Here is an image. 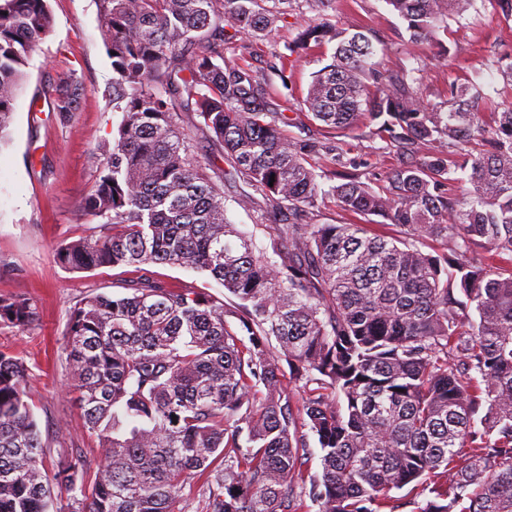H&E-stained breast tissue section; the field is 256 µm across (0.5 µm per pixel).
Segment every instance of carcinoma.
<instances>
[{
    "label": "carcinoma",
    "instance_id": "obj_1",
    "mask_svg": "<svg viewBox=\"0 0 512 512\" xmlns=\"http://www.w3.org/2000/svg\"><path fill=\"white\" fill-rule=\"evenodd\" d=\"M291 2L98 0L122 118L84 208L105 222L56 256L136 277L68 319L71 386L102 449L94 478L77 448L46 472L29 367L0 352V512H50L57 486L81 512H184L197 496L202 512H302L307 499L398 512L391 492L409 485L429 493L415 512H512V105L485 124L480 88L452 83L438 110L414 87L422 68L383 77L364 32L329 18L331 0H304L315 16L290 52L335 44L303 100L311 119L345 130L366 114L381 149L410 155L376 189L342 171L325 190L311 157L344 168L339 144L282 136L264 84L224 60V19L268 36ZM385 2L410 38L438 43L476 0ZM52 29L47 0H0V133ZM78 98L68 85L54 112L67 118ZM200 127L261 196L241 204L273 217V256L225 222L221 184L187 143ZM326 197L401 237L301 223ZM157 265L206 271L231 298L167 284ZM35 319L28 297H0L1 322ZM304 427L319 475L303 469Z\"/></svg>",
    "mask_w": 512,
    "mask_h": 512
}]
</instances>
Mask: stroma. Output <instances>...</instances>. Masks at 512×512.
<instances>
[{"label": "stroma", "mask_w": 512, "mask_h": 512, "mask_svg": "<svg viewBox=\"0 0 512 512\" xmlns=\"http://www.w3.org/2000/svg\"><path fill=\"white\" fill-rule=\"evenodd\" d=\"M54 30L31 53L17 97L13 121L0 142V296L23 294L38 318L19 329L0 325V351L23 360L30 368L31 405L49 450L47 470H54L61 444L82 449L96 464L98 442L85 428L80 409L68 391L66 329L73 306L93 292L117 294L131 275L123 267L71 270L56 259L57 247L88 236L100 220L83 207L93 190L94 156L111 145L121 118L112 109V60L103 40L96 0H49ZM478 12L464 22L449 21L442 45L411 41L402 20L385 0H332L329 12L338 21L366 30L382 50L376 61L383 75L424 62L419 96L436 107H447L451 82L480 73L483 121L512 105L502 69L512 64V19L503 18L495 0H478ZM309 13L288 12L269 39L254 41L224 25V58L249 66L264 84L273 111L284 113V134L295 139L323 137L325 131L301 108L319 52L298 58L288 76H281V57ZM80 87L78 109L71 120L53 112L50 93L66 83ZM345 160L371 186L397 166L396 152H381V142L368 127L337 133ZM243 182L224 186V214L229 223L254 231L259 247L273 240L261 229L258 209L243 207L251 194Z\"/></svg>", "instance_id": "stroma-1"}]
</instances>
